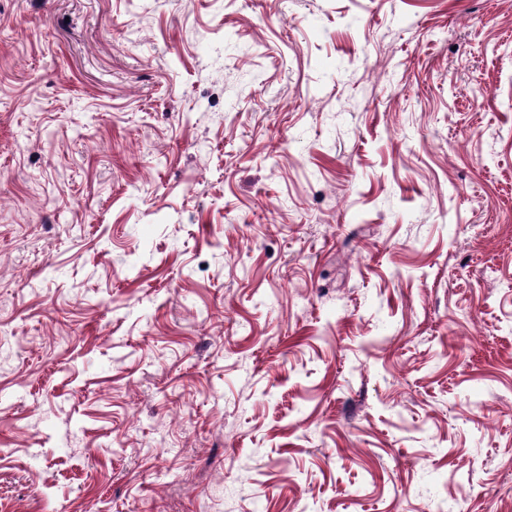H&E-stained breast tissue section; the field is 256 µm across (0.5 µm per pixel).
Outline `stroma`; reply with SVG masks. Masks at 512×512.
Instances as JSON below:
<instances>
[{
  "mask_svg": "<svg viewBox=\"0 0 512 512\" xmlns=\"http://www.w3.org/2000/svg\"><path fill=\"white\" fill-rule=\"evenodd\" d=\"M0 512H512V0H0Z\"/></svg>",
  "mask_w": 512,
  "mask_h": 512,
  "instance_id": "stroma-1",
  "label": "stroma"
}]
</instances>
